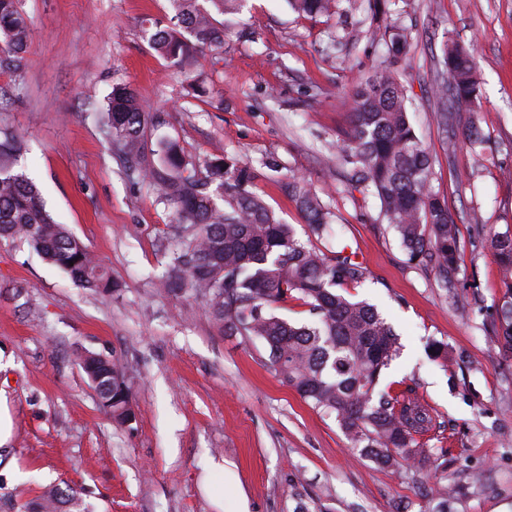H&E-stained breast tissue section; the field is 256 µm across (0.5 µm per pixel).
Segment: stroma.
I'll use <instances>...</instances> for the list:
<instances>
[{"instance_id":"obj_1","label":"stroma","mask_w":512,"mask_h":512,"mask_svg":"<svg viewBox=\"0 0 512 512\" xmlns=\"http://www.w3.org/2000/svg\"><path fill=\"white\" fill-rule=\"evenodd\" d=\"M30 40L18 72L0 71V128L21 136L18 167L54 219L116 282L109 294L70 280L27 244L0 241V371L14 417L0 450V512H23L42 487L80 491L87 512H436L439 484L455 488L453 512L512 508V357L489 333L501 293L489 230L512 226V0H392L412 27L399 68L410 117L433 160L432 185L448 200L460 240L451 287L409 264L373 198L351 190L325 141L343 139L347 100L383 55L372 13L346 23L308 17L286 0H246L224 32V52H203L190 70L158 56L148 23L167 25L168 0H20ZM247 23L258 42L237 39ZM474 51L483 97L460 113L456 145L431 108L436 58L447 38ZM208 93L187 94L190 80ZM117 83L130 85L158 121L147 144L175 138L188 156H226L253 176L299 238L342 251L366 271L344 292L375 305L401 351L381 385L417 397L435 418L420 436L442 453L433 463L381 468L354 452L334 417L283 384L256 340L222 333L203 300L165 293L173 212L130 175L101 130ZM476 122L485 161L462 136ZM308 180L332 214L312 236L288 196L290 175ZM434 341L448 361L432 359ZM120 364L136 420L126 427L100 408L76 362L78 350ZM224 471L212 470V462Z\"/></svg>"}]
</instances>
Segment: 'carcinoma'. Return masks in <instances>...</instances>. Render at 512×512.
<instances>
[{
    "label": "carcinoma",
    "mask_w": 512,
    "mask_h": 512,
    "mask_svg": "<svg viewBox=\"0 0 512 512\" xmlns=\"http://www.w3.org/2000/svg\"><path fill=\"white\" fill-rule=\"evenodd\" d=\"M172 25L143 26V37L162 57L189 65L198 52H224V24L215 15H236L242 0H169ZM19 0H0V68H18L30 39ZM359 0H288L303 15L328 16L357 10ZM410 32L402 24L388 31L387 59L351 92L350 126L336 145L348 187L362 189L378 203L386 223L399 234L408 261L443 276L455 269L458 228L448 201L433 190L432 158L417 135L406 90L395 62L406 55ZM435 83V119L446 133L457 114L475 111L479 75L472 50L447 43ZM151 113L128 86L118 84L105 112L103 132L112 151L130 163L171 207L175 245L168 257L166 292L190 293L205 301V313L222 332L260 341L276 375L313 408L335 418L352 450L385 468L398 460L427 461L431 451L416 447L414 435L433 423L416 398L378 389L399 347L392 328L377 310L339 288L360 282L364 268L336 251L328 256L298 238L264 199L249 190L250 174L228 157L199 163L179 143H157L160 162L142 165L145 129ZM20 138L0 133V239L20 240L71 280L97 292L117 287L85 246L51 216L25 173L14 169ZM311 233L323 236L331 213L298 176L288 183ZM504 289L494 302L490 327L499 349L512 355V233L489 234ZM296 299L310 320L290 322L276 304ZM79 365L101 390L100 406L112 419L132 424L136 414L125 371L88 352ZM81 510L77 491L48 488L33 512Z\"/></svg>",
    "instance_id": "obj_1"
}]
</instances>
